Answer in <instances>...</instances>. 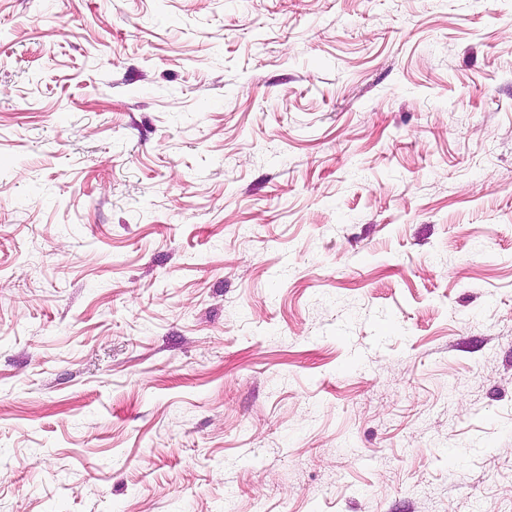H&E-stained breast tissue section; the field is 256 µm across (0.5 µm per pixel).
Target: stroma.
Segmentation results:
<instances>
[{
	"instance_id": "obj_1",
	"label": "stroma",
	"mask_w": 512,
	"mask_h": 512,
	"mask_svg": "<svg viewBox=\"0 0 512 512\" xmlns=\"http://www.w3.org/2000/svg\"><path fill=\"white\" fill-rule=\"evenodd\" d=\"M0 512H512V0H0Z\"/></svg>"
}]
</instances>
